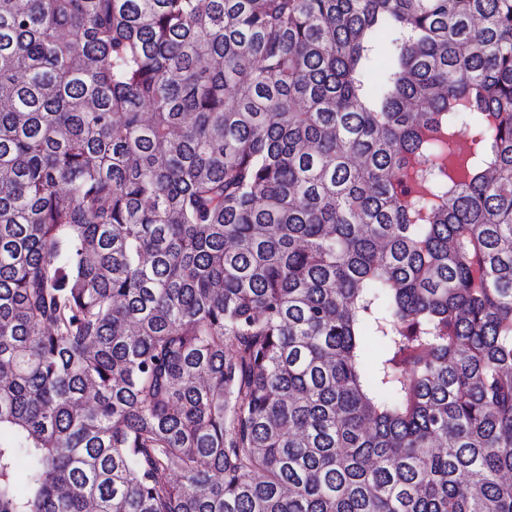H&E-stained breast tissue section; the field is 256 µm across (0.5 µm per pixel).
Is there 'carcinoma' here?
I'll return each instance as SVG.
<instances>
[{
  "mask_svg": "<svg viewBox=\"0 0 512 512\" xmlns=\"http://www.w3.org/2000/svg\"><path fill=\"white\" fill-rule=\"evenodd\" d=\"M0 512H512V0H0Z\"/></svg>",
  "mask_w": 512,
  "mask_h": 512,
  "instance_id": "1",
  "label": "carcinoma"
}]
</instances>
